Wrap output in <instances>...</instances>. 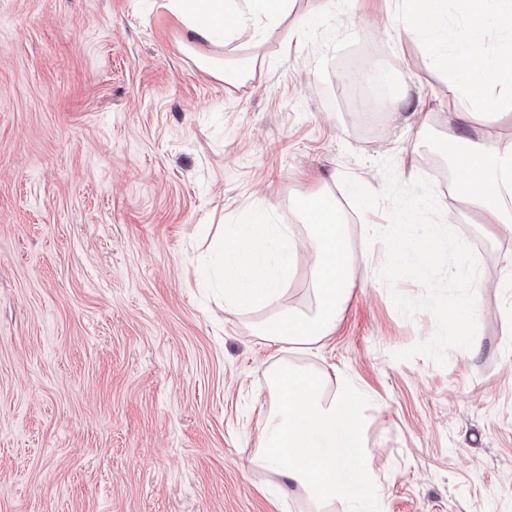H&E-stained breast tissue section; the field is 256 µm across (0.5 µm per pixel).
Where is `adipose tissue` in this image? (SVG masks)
<instances>
[{"instance_id":"1","label":"adipose tissue","mask_w":512,"mask_h":512,"mask_svg":"<svg viewBox=\"0 0 512 512\" xmlns=\"http://www.w3.org/2000/svg\"><path fill=\"white\" fill-rule=\"evenodd\" d=\"M291 0H168L190 41L213 44L229 36L259 43L263 28L288 17ZM463 29L444 27L449 8ZM430 14L431 24L421 22ZM405 28L424 33V49L438 69L466 74L447 85L448 119L478 124L476 138L448 134L439 151L452 164V186L484 224L512 236V138L495 125L512 111V0H405ZM494 110L476 111L484 97ZM303 234L288 224H252L224 256V309L254 313L257 336L272 345H320L336 328L355 288L356 256L348 219L332 193L321 192L304 210ZM311 294L308 307L287 294L301 255ZM269 402L252 467L271 474L278 489L312 501L316 512H342L377 498L374 471L362 451L361 396L351 385L328 393L327 377L288 361L268 372Z\"/></svg>"}]
</instances>
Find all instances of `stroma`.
<instances>
[{"instance_id":"35a3bbf8","label":"stroma","mask_w":512,"mask_h":512,"mask_svg":"<svg viewBox=\"0 0 512 512\" xmlns=\"http://www.w3.org/2000/svg\"><path fill=\"white\" fill-rule=\"evenodd\" d=\"M166 2L0 0V512H314L249 463L284 358L359 390L368 512H512V288L494 287L512 238L448 188L433 146L449 77L403 0H296L260 45L207 46L262 65L242 83L184 47ZM365 59L407 93L398 111L360 110L370 85L347 76ZM385 159L430 181L492 284L473 349L442 367L394 360L436 320L397 311L391 291L424 289L379 279L385 248L366 237L387 210L360 212L340 182L382 191ZM323 187L349 218L356 286L321 348L284 353L225 311L212 241L300 225L295 200Z\"/></svg>"}]
</instances>
